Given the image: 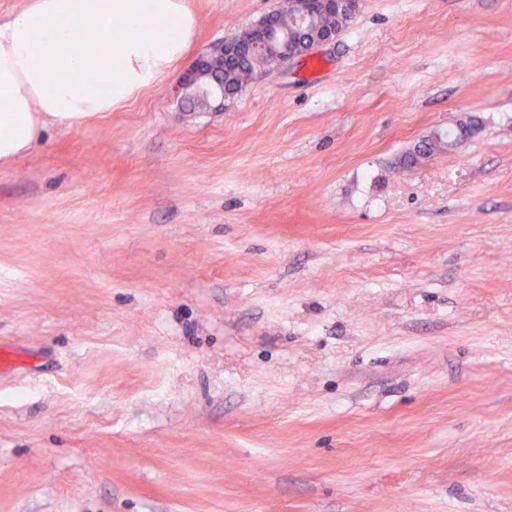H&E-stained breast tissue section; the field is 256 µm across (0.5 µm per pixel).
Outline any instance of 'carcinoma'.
Listing matches in <instances>:
<instances>
[{
	"label": "carcinoma",
	"mask_w": 512,
	"mask_h": 512,
	"mask_svg": "<svg viewBox=\"0 0 512 512\" xmlns=\"http://www.w3.org/2000/svg\"><path fill=\"white\" fill-rule=\"evenodd\" d=\"M298 13L305 17L301 23H292L289 17ZM353 16L340 12L331 0H290L289 12L276 8L249 28V35L259 34L266 38L265 48H251L252 39L237 33L228 38L232 49L224 54H213L208 68L201 72L198 85L206 90L224 89V97L238 94L257 73L272 74L284 65L288 51L310 47L318 38L346 29ZM461 133L453 131L416 146L399 160L403 168L413 166L435 152L456 144L459 136L473 132V124L460 121Z\"/></svg>",
	"instance_id": "cac0c4a2"
}]
</instances>
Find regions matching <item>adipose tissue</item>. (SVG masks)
I'll return each mask as SVG.
<instances>
[{"label":"adipose tissue","instance_id":"adipose-tissue-1","mask_svg":"<svg viewBox=\"0 0 512 512\" xmlns=\"http://www.w3.org/2000/svg\"><path fill=\"white\" fill-rule=\"evenodd\" d=\"M196 28L185 0H30L0 20V165L24 157L46 123L73 126L155 85ZM79 31L101 40L77 49Z\"/></svg>","mask_w":512,"mask_h":512}]
</instances>
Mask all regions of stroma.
Masks as SVG:
<instances>
[{
    "label": "stroma",
    "mask_w": 512,
    "mask_h": 512,
    "mask_svg": "<svg viewBox=\"0 0 512 512\" xmlns=\"http://www.w3.org/2000/svg\"><path fill=\"white\" fill-rule=\"evenodd\" d=\"M277 3L186 0L176 71L0 166V512H512V0H361L189 108ZM459 139L458 133L448 130V134H437L434 138L427 140L424 144L416 146L413 150L406 152L399 160L403 168L419 164L421 160L429 158L435 152L447 149L455 145Z\"/></svg>",
    "instance_id": "1"
}]
</instances>
